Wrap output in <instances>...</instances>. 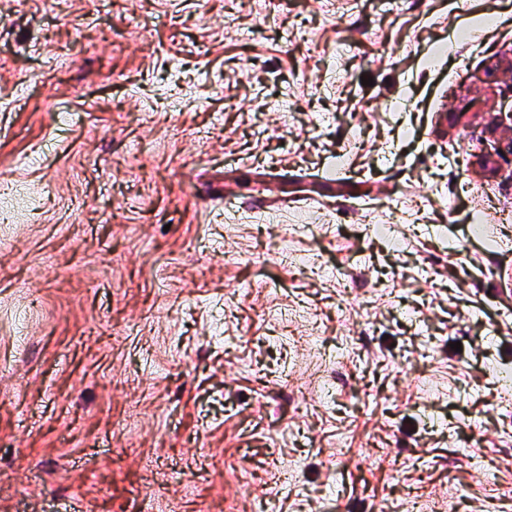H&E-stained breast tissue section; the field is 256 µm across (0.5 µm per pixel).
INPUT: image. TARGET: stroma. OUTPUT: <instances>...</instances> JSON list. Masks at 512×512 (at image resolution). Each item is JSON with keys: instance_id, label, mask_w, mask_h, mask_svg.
I'll use <instances>...</instances> for the list:
<instances>
[{"instance_id": "1", "label": "stroma", "mask_w": 512, "mask_h": 512, "mask_svg": "<svg viewBox=\"0 0 512 512\" xmlns=\"http://www.w3.org/2000/svg\"><path fill=\"white\" fill-rule=\"evenodd\" d=\"M510 83L512 0H0V512H512ZM490 132L500 141L496 152L500 161L498 164L499 170H510L512 173V109L510 112L498 113L492 123ZM507 134H510V136H506Z\"/></svg>"}]
</instances>
